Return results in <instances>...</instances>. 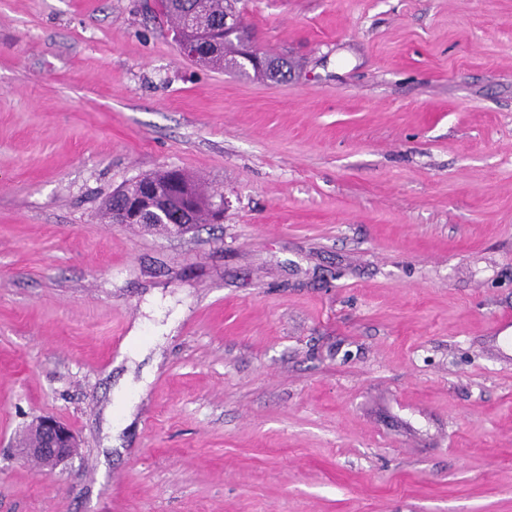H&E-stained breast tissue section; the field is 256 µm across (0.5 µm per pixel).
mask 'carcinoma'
Returning <instances> with one entry per match:
<instances>
[{
  "label": "carcinoma",
  "mask_w": 512,
  "mask_h": 512,
  "mask_svg": "<svg viewBox=\"0 0 512 512\" xmlns=\"http://www.w3.org/2000/svg\"><path fill=\"white\" fill-rule=\"evenodd\" d=\"M157 7L177 38H193L208 32L220 37V41L208 45L194 61L256 80L280 82L288 76V59L251 48L252 34L248 28H243L240 38L224 36V24L242 22L245 0H158ZM142 182L163 191L173 182L182 186L169 199V220L210 223L206 197L210 190L202 187L195 177L182 170L177 173L161 170L142 177Z\"/></svg>",
  "instance_id": "obj_1"
}]
</instances>
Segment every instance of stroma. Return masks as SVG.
I'll return each instance as SVG.
<instances>
[{"label":"stroma","mask_w":512,"mask_h":512,"mask_svg":"<svg viewBox=\"0 0 512 512\" xmlns=\"http://www.w3.org/2000/svg\"><path fill=\"white\" fill-rule=\"evenodd\" d=\"M154 4L0 0V512H512V0H247L279 83ZM168 170L177 171L175 168ZM168 170L146 174V176L142 177V182L147 185H154L163 192H166L168 185L173 182H177L182 186V190H176L175 195L169 198L168 218L173 222L185 220L187 223L168 224L171 235L183 236L195 227L194 224H210L211 214L206 194H214L218 191L202 187L198 179L185 173L183 170H180L178 173ZM186 196L197 200L195 203L189 202L192 208L183 206ZM128 197L126 207L122 211L113 214L115 210H119L127 202L125 194L114 193L105 204V218L112 223V217H114L113 222L121 225L151 224L146 222L148 219L159 223H169L165 213L168 206L166 203L163 204L162 200L150 193H128ZM180 209L182 213L177 216ZM164 218L167 220L164 221ZM76 448H79L77 436L68 425L54 417L43 416L33 422L30 440L20 446V454L52 469L72 459Z\"/></svg>","instance_id":"stroma-1"}]
</instances>
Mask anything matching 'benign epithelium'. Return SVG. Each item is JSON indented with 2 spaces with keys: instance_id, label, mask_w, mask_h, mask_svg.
I'll return each instance as SVG.
<instances>
[{
  "instance_id": "1",
  "label": "benign epithelium",
  "mask_w": 512,
  "mask_h": 512,
  "mask_svg": "<svg viewBox=\"0 0 512 512\" xmlns=\"http://www.w3.org/2000/svg\"><path fill=\"white\" fill-rule=\"evenodd\" d=\"M166 209L167 204L150 193H130L126 207L113 214V222L140 225L150 219L161 223L166 218ZM78 447L77 436L68 425L54 417L43 416L33 422L30 440L20 447V454L52 469L72 459Z\"/></svg>"
}]
</instances>
